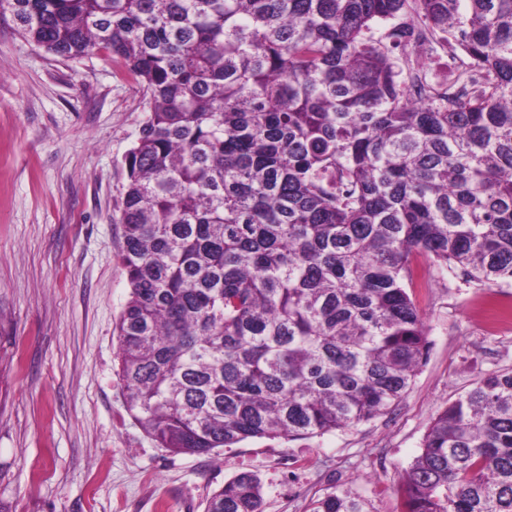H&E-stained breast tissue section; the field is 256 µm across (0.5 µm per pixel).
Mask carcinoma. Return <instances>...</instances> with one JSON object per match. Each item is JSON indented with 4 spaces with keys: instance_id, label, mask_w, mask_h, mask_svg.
<instances>
[{
    "instance_id": "1",
    "label": "carcinoma",
    "mask_w": 512,
    "mask_h": 512,
    "mask_svg": "<svg viewBox=\"0 0 512 512\" xmlns=\"http://www.w3.org/2000/svg\"><path fill=\"white\" fill-rule=\"evenodd\" d=\"M148 96L125 156L127 411L207 456L384 415L426 361L412 260L512 284V0H0ZM386 23L381 37L373 30ZM439 44L448 84L410 67ZM242 472L205 512H262ZM312 512H367L336 489ZM399 512H512V371L444 407Z\"/></svg>"
}]
</instances>
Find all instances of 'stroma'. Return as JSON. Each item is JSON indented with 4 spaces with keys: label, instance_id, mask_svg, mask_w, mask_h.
I'll return each instance as SVG.
<instances>
[{
    "label": "stroma",
    "instance_id": "1",
    "mask_svg": "<svg viewBox=\"0 0 512 512\" xmlns=\"http://www.w3.org/2000/svg\"><path fill=\"white\" fill-rule=\"evenodd\" d=\"M148 98L105 51L52 54L0 16V512H204L241 472L263 512H310L336 489L397 512V488L434 417L483 375L512 370V284L477 288L413 261L426 364L389 413L307 439L254 438L209 456L157 446L126 410L116 325L124 157Z\"/></svg>",
    "mask_w": 512,
    "mask_h": 512
}]
</instances>
